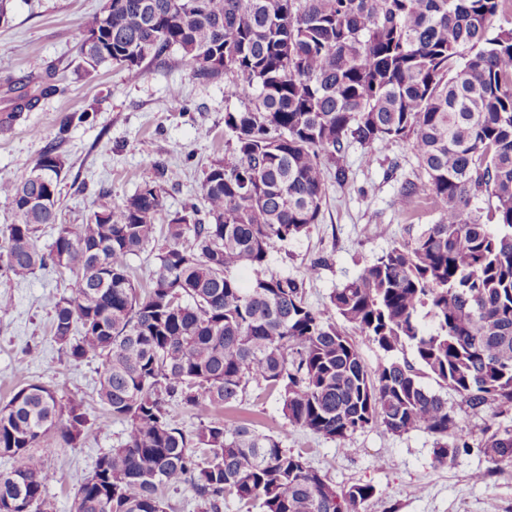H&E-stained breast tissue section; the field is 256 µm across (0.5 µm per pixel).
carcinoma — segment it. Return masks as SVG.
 Returning <instances> with one entry per match:
<instances>
[{"instance_id": "1", "label": "carcinoma", "mask_w": 512, "mask_h": 512, "mask_svg": "<svg viewBox=\"0 0 512 512\" xmlns=\"http://www.w3.org/2000/svg\"><path fill=\"white\" fill-rule=\"evenodd\" d=\"M507 0H112L82 24L77 69L117 66L132 79L173 51L201 81L236 76L249 101L227 112V154L211 163L200 203L165 209L145 172L122 203L73 227L57 223L64 158L53 143L0 199L17 217L0 247V275L36 267L72 274L52 303L53 337L74 361L100 363L97 397L127 422L122 444L79 486L76 512H167L161 486L187 484L223 512L226 497L261 512H362L370 484L338 488L279 434L222 420L250 384L279 396L288 425L332 441L376 428L434 438L446 465L459 452L448 397L474 413L512 411V28L486 21ZM3 126L62 96L34 61L4 79ZM406 141L428 176L438 213L336 289L326 310L293 280L264 270L270 250L317 223L328 186L349 180L346 146ZM487 198V206L479 205ZM419 203L406 183L394 205ZM56 226L48 251L35 246ZM149 287L130 260L159 239ZM427 309L433 326L420 320ZM387 359L364 363L336 319ZM410 347L414 360L396 353ZM206 413L186 434L171 402ZM54 432L86 438L84 405L30 382L0 408V512H41L53 472L35 451ZM495 464H512V425L483 427ZM205 449L204 455L196 449Z\"/></svg>"}]
</instances>
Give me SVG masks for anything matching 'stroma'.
Segmentation results:
<instances>
[{
  "label": "stroma",
  "instance_id": "stroma-1",
  "mask_svg": "<svg viewBox=\"0 0 512 512\" xmlns=\"http://www.w3.org/2000/svg\"><path fill=\"white\" fill-rule=\"evenodd\" d=\"M102 0H11L8 20L0 21V77L28 74L41 60L68 88L63 96L0 127V182L28 175L42 148L56 143L66 166L61 175L59 221L76 225L135 193L141 176L154 164L165 168L158 180L167 210L198 199L203 173L221 158L228 135L224 114L240 109L229 97L225 79H195L179 53L149 64L141 78L128 79L111 67L88 79L76 68L78 32ZM181 88V98L171 95ZM90 110L86 122L69 115ZM345 161L348 183L328 179V193L317 224L306 234L272 250L267 269L303 284L314 308H325L332 292L351 280L394 245L434 223L437 212L428 196V177L407 143L366 156L350 144ZM414 182L420 203L400 213L394 200L405 182ZM315 275H308V268ZM66 271L35 269L24 282L0 276V294L12 298L0 311V406L27 382H42L63 398L84 404L90 433L83 444L61 446L46 436L38 451L55 479L44 495L48 512H75L76 492L97 459L118 447L126 423L110 418L99 405V375L94 360L69 359L52 332L50 297L69 295ZM457 435L464 447L447 465L433 460V439L421 431L401 436L375 429L355 433L344 443L289 428L276 396L249 387L231 415L258 431L280 434L284 445L303 450L313 467L336 487L369 484L375 489L364 512H512V465L493 466L482 447L484 424L508 422L486 411L473 415L459 397L449 395ZM490 471L486 482L475 473Z\"/></svg>",
  "mask_w": 512,
  "mask_h": 512
}]
</instances>
